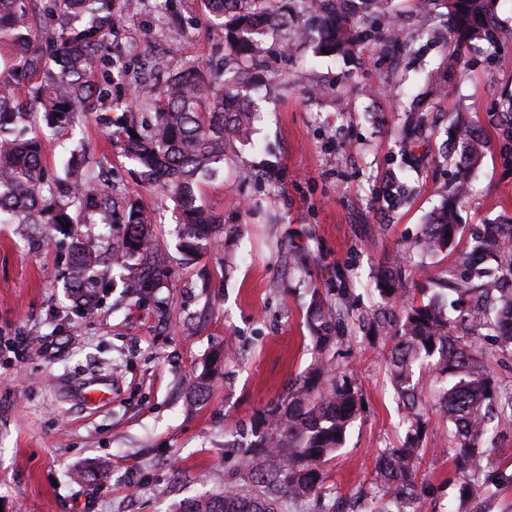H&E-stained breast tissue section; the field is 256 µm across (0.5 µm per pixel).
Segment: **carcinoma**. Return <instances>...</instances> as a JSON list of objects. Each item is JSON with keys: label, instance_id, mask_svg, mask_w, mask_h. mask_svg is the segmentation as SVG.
I'll return each instance as SVG.
<instances>
[{"label": "carcinoma", "instance_id": "1", "mask_svg": "<svg viewBox=\"0 0 512 512\" xmlns=\"http://www.w3.org/2000/svg\"><path fill=\"white\" fill-rule=\"evenodd\" d=\"M29 0H0V39L19 48L18 64L0 71V223L31 224L40 235H63L66 287L76 311L90 314L99 306L106 272L90 241L75 228L92 216L116 231L112 265L128 272L133 294L161 284L165 271L154 256L152 219L127 199L122 187L103 178L104 157L71 159L65 177L48 172L38 135L27 134L39 118L49 129L68 128L93 111L104 90L92 77L105 66L123 82L133 78L127 56L108 50L105 35L116 32L123 15L139 0H44V13L60 18V30L46 37L49 60L30 49L37 17ZM207 21L224 35V65L204 78L200 68L170 70L149 89L135 87L133 103L151 111V122L138 126L121 118L112 135L138 168L141 180L176 203L181 230L178 247L193 260L208 251L220 233V221L197 204L195 187L224 169L235 140L248 141L255 111L248 92L272 39L287 49L299 39L317 56L357 57L368 45L383 40L407 48L412 35L396 36L389 20V0H202ZM498 0H417L422 20L440 8L452 36L443 41L448 66L463 64L461 48L473 41L494 45L500 29ZM86 17L90 25L69 28L71 19ZM41 74L40 86L28 102L20 101L13 79L20 71ZM486 142L478 126L462 118L444 159L463 166L475 163ZM468 197L466 183L453 189L447 207L437 211L411 240L405 254L426 256L457 251V265L467 275L451 282L457 296L472 295L467 308L445 302L441 293L428 300L404 302L407 289L399 275L400 259L381 273L377 292L382 302L402 304L396 323L382 321L378 330L394 329L392 344L382 353L395 395L404 410L405 440L383 448L376 460V483L386 488L376 512H407L415 488L418 441L424 408L417 371L427 367L443 383L438 403L451 426L454 463L463 480V512H491L503 489L512 486V466L491 459L486 441L495 436L498 417L512 422V387L498 385L482 346L492 339L501 356H512V224H488L457 249L461 225L456 207ZM467 322L461 334L448 308ZM339 317L327 299L313 289L307 324L316 353L303 376L264 411L246 446L224 444L225 453L243 454L246 478L210 496L179 506L175 512H289L288 505L320 493L326 464L345 443L358 411L355 380L341 375L331 354ZM433 346H428V343Z\"/></svg>", "mask_w": 512, "mask_h": 512}]
</instances>
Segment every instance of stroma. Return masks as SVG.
Masks as SVG:
<instances>
[{"label":"stroma","instance_id":"35a3bbf8","mask_svg":"<svg viewBox=\"0 0 512 512\" xmlns=\"http://www.w3.org/2000/svg\"><path fill=\"white\" fill-rule=\"evenodd\" d=\"M181 15L182 38L166 34ZM504 38L495 49L465 48V65L448 69L435 36L410 51L368 48L362 63L267 43L272 73L287 87L253 96L261 112L251 141L235 143L233 163L199 184L196 197L224 231L210 251L185 260L174 202L141 182L112 137L132 85L98 73L107 95L74 128L37 125L47 168L62 174L72 153L106 157L113 180L154 218V246L167 270L163 287L140 297L102 289L81 317L63 286L55 240L30 237L25 225L0 224V512H171L180 501L224 490L242 476L228 441L246 443L251 424L314 360L306 312L311 288H343L365 311L380 299L384 265L420 234L444 189L465 178L470 196L460 224L472 234L512 222L511 117L498 109L512 94V0H499ZM115 40L137 60L141 80L160 60L200 70L222 54L221 31L201 0H142ZM419 97L433 131L423 157L402 155L395 129L403 103ZM477 122L489 148L458 174L438 160L453 121ZM452 256L405 258L411 297L428 298ZM233 346L204 397L192 381L215 351ZM337 365L354 376L362 403L346 443L326 465L323 493L341 512H374L380 449L401 445L402 410L393 396L381 341L349 322L338 333ZM112 378V401L87 408L61 384ZM423 378L425 428L419 442L414 512H451L457 473L448 419Z\"/></svg>","mask_w":512,"mask_h":512}]
</instances>
